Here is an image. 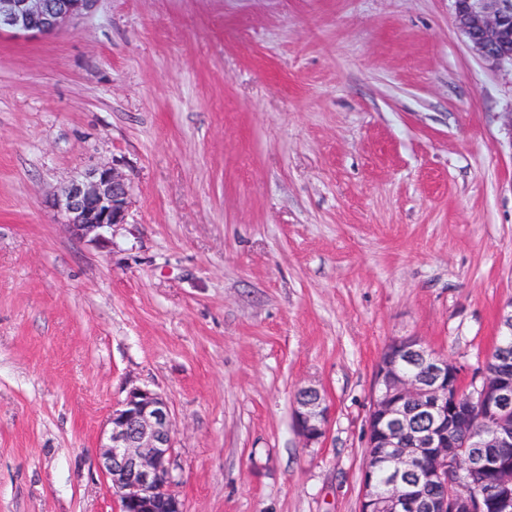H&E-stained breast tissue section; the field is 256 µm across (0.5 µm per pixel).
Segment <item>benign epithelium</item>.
I'll return each mask as SVG.
<instances>
[{
	"label": "benign epithelium",
	"mask_w": 512,
	"mask_h": 512,
	"mask_svg": "<svg viewBox=\"0 0 512 512\" xmlns=\"http://www.w3.org/2000/svg\"><path fill=\"white\" fill-rule=\"evenodd\" d=\"M100 0H0V32L50 35L67 22L92 13ZM457 27L471 50L492 68H512V0H451ZM131 182L118 168L98 163L81 178L59 186L50 200L61 223L80 239L108 242L112 228L127 221ZM500 374L489 385L476 376L465 383L462 369L429 349L419 336L392 339L376 365L375 390L366 421V447L386 451L393 489L377 493L372 470L364 469L359 512H486L466 476L491 470L512 482V460L490 448L512 447V352L495 358ZM424 362L417 377L403 366ZM296 427L308 444L326 432L319 390L304 388L296 398ZM480 427L481 437L459 431ZM173 422L160 394L131 389L112 410L99 443V468L109 480L120 512H185L173 490ZM432 459L429 469L417 464ZM417 485L441 493L411 500L399 491L405 474Z\"/></svg>",
	"instance_id": "1"
}]
</instances>
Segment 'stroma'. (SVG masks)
Masks as SVG:
<instances>
[{
  "instance_id": "stroma-1",
  "label": "stroma",
  "mask_w": 512,
  "mask_h": 512,
  "mask_svg": "<svg viewBox=\"0 0 512 512\" xmlns=\"http://www.w3.org/2000/svg\"><path fill=\"white\" fill-rule=\"evenodd\" d=\"M511 110L450 0H101L0 34V512H119L98 445L133 388L170 403L186 512H358L385 346L469 375L512 311ZM99 162L132 185L104 248L49 206ZM294 419L299 433L307 444L315 443L323 437L328 421L324 399L319 390H300L296 398Z\"/></svg>"
}]
</instances>
